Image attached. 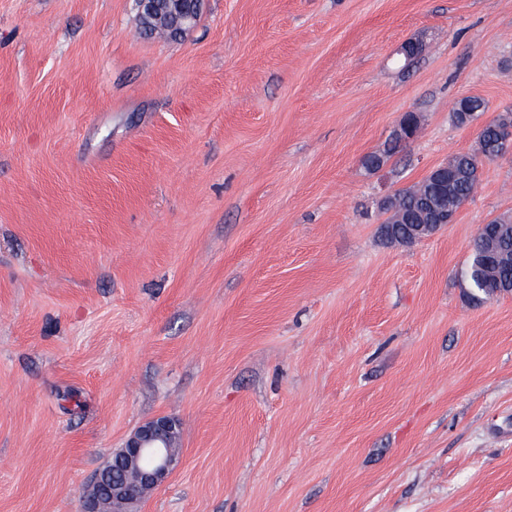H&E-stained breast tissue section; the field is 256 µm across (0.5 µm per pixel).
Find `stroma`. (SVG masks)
<instances>
[{"label": "stroma", "mask_w": 512, "mask_h": 512, "mask_svg": "<svg viewBox=\"0 0 512 512\" xmlns=\"http://www.w3.org/2000/svg\"><path fill=\"white\" fill-rule=\"evenodd\" d=\"M505 112L512 0H203L177 40L0 0V512H83L160 415L182 459L137 512H512V292L457 281L512 152L455 223L379 232ZM485 111L484 101L479 97L461 99L452 112V120L458 126H465L472 122L480 112ZM398 131L408 134L406 137L407 140L414 138V136L417 134L416 133L417 128H415V126H414L411 114H407V116L401 123L398 130H396L393 133V136H392L391 140L389 141L387 148L382 153H374V154L368 155L364 159V166L368 170H370V171L379 170L383 166L386 158L388 156H390L391 154L395 153L403 142H406V139Z\"/></svg>", "instance_id": "obj_1"}]
</instances>
